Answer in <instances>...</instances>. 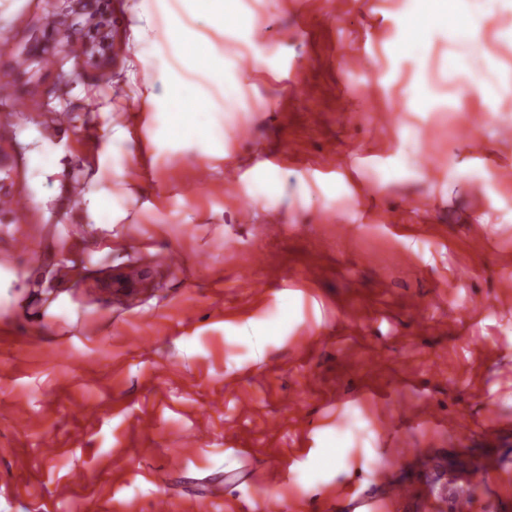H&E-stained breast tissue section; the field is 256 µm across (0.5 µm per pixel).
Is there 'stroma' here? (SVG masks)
<instances>
[{
	"label": "stroma",
	"instance_id": "35a3bbf8",
	"mask_svg": "<svg viewBox=\"0 0 512 512\" xmlns=\"http://www.w3.org/2000/svg\"><path fill=\"white\" fill-rule=\"evenodd\" d=\"M141 3L0 0L23 203L0 267L55 277L32 324L13 296L34 280L0 293V512H427L421 485L463 474L474 512H512V93L491 78L512 0H487L476 45L435 29L412 51L413 0H224L248 19L223 43L249 135L220 158L130 112L127 62L164 37L134 46ZM93 10L94 62L55 25ZM91 189L124 214L117 245Z\"/></svg>",
	"mask_w": 512,
	"mask_h": 512
}]
</instances>
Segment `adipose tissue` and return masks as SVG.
Masks as SVG:
<instances>
[{
	"mask_svg": "<svg viewBox=\"0 0 512 512\" xmlns=\"http://www.w3.org/2000/svg\"><path fill=\"white\" fill-rule=\"evenodd\" d=\"M223 13L224 0H153L129 25L134 41L147 38L156 21L166 27V45L152 54L135 53L132 72L147 75L137 102L141 112L169 111L154 136L168 140L186 133L206 155L224 154V53L194 26L206 8Z\"/></svg>",
	"mask_w": 512,
	"mask_h": 512,
	"instance_id": "1",
	"label": "adipose tissue"
}]
</instances>
